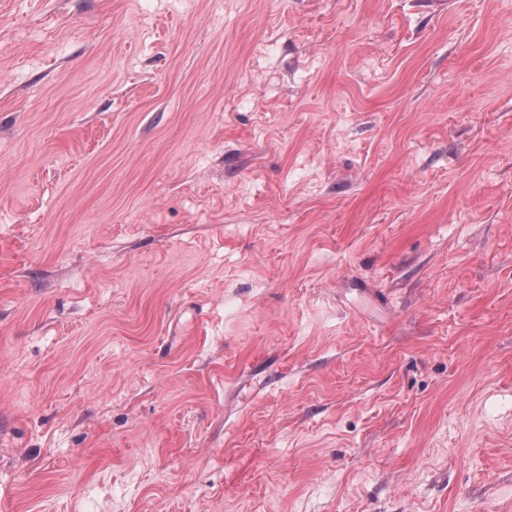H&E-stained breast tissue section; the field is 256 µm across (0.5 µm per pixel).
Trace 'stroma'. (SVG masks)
Masks as SVG:
<instances>
[{"label":"stroma","mask_w":512,"mask_h":512,"mask_svg":"<svg viewBox=\"0 0 512 512\" xmlns=\"http://www.w3.org/2000/svg\"><path fill=\"white\" fill-rule=\"evenodd\" d=\"M0 512H512V0H0Z\"/></svg>","instance_id":"stroma-1"}]
</instances>
